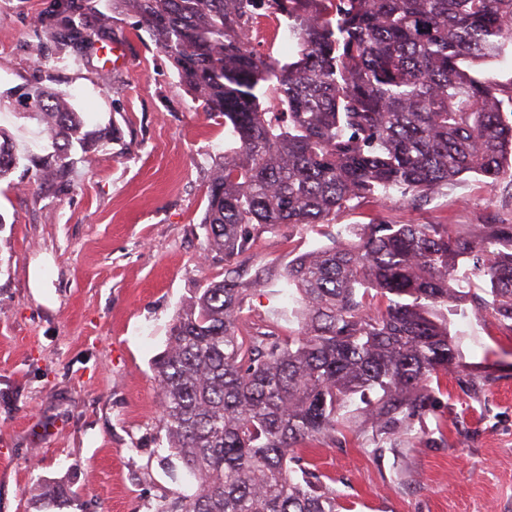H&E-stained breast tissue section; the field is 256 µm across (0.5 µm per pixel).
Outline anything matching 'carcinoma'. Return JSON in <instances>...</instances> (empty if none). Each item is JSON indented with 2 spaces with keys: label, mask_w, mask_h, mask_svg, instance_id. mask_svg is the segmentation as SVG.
<instances>
[{
  "label": "carcinoma",
  "mask_w": 512,
  "mask_h": 512,
  "mask_svg": "<svg viewBox=\"0 0 512 512\" xmlns=\"http://www.w3.org/2000/svg\"><path fill=\"white\" fill-rule=\"evenodd\" d=\"M260 9L288 17L287 60L248 47ZM116 14L135 17L181 84L224 117L202 220L224 278L196 289L153 364L161 428L197 487L159 512H337L302 447L341 446L364 416L389 438L433 412L432 382L459 367L448 305L512 331V220L366 224L295 258L283 283L298 328L286 337L279 311L243 327L245 292L268 277L240 257L258 226L329 225L365 195L416 202L465 176L512 181L501 89L474 72L512 52V0H110L107 13L52 0L35 37L76 54ZM271 92L282 111H265ZM6 99L50 152H21L0 128V181L23 163L67 188L73 153L114 138L87 129L61 91L26 84ZM461 263L481 287L458 283Z\"/></svg>",
  "instance_id": "obj_1"
}]
</instances>
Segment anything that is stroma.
Here are the masks:
<instances>
[{
  "label": "stroma",
  "instance_id": "35a3bbf8",
  "mask_svg": "<svg viewBox=\"0 0 512 512\" xmlns=\"http://www.w3.org/2000/svg\"><path fill=\"white\" fill-rule=\"evenodd\" d=\"M49 3L0 0V92L53 87L121 138L77 159L69 190L20 169L0 182V512H36L58 482L75 494L66 512H156L196 489L160 426L152 364L196 288L224 277L201 224L224 120L194 100L131 16L112 25L124 59H39L34 31ZM493 214L512 218V185L469 180L415 204L372 199L329 226L258 230L243 260L276 279L248 293L242 319L287 311L278 275L345 227ZM448 320L473 390L448 378L435 414L380 454L367 418L347 446L306 449L342 512H512V331L470 311Z\"/></svg>",
  "mask_w": 512,
  "mask_h": 512
}]
</instances>
